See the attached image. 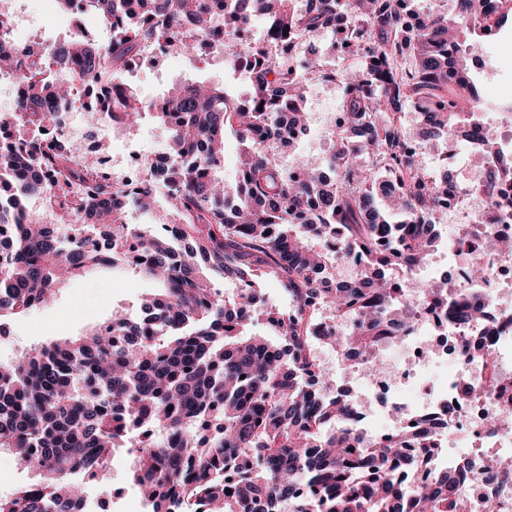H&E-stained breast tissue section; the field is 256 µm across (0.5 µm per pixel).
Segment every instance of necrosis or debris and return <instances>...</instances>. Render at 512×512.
<instances>
[{
    "instance_id": "obj_1",
    "label": "necrosis or debris",
    "mask_w": 512,
    "mask_h": 512,
    "mask_svg": "<svg viewBox=\"0 0 512 512\" xmlns=\"http://www.w3.org/2000/svg\"><path fill=\"white\" fill-rule=\"evenodd\" d=\"M110 121L100 113L75 125L67 105L59 112L57 137L80 142L88 162L110 182H143L149 168L166 163L163 151L150 156L136 149L101 152ZM438 196L435 212L447 221L444 239L408 274L426 280L436 269L450 268L449 294L479 305L483 318L460 324L452 308L414 301L409 335L382 343L376 374H368L364 358L352 362L365 383L353 397L357 425L369 448L403 430L433 427L444 455L426 457L414 442L410 457L429 459L437 471L455 468L458 456H465L460 495L467 512H484L490 498L498 512H512V254L486 248L495 238H512V208L485 224L481 218L492 196L444 184ZM489 455L496 461L492 472L482 466Z\"/></svg>"
}]
</instances>
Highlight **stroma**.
Returning <instances> with one entry per match:
<instances>
[{"label": "stroma", "instance_id": "1", "mask_svg": "<svg viewBox=\"0 0 512 512\" xmlns=\"http://www.w3.org/2000/svg\"><path fill=\"white\" fill-rule=\"evenodd\" d=\"M19 5L31 22L30 29L21 36L22 42L33 41L48 47L66 38L70 19L59 0H20ZM487 53L503 69L495 82H487L481 77L476 80L482 102L491 108L500 100L512 99V23L504 28L500 44L488 48ZM228 55L229 50L225 47L214 48L208 55L198 58L176 53L159 69L143 64L136 66L128 79L149 100L185 80L231 83L239 93H247V82L238 79L226 66ZM153 287V282L131 271L118 277L99 273L73 279L49 302L12 324L8 335L0 336V359L11 358L33 346L81 335L117 309L138 314L142 298ZM130 464L131 457L127 452L114 456L112 479L98 491L106 512H141L140 497L128 483Z\"/></svg>", "mask_w": 512, "mask_h": 512}]
</instances>
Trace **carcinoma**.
Masks as SVG:
<instances>
[{"mask_svg":"<svg viewBox=\"0 0 512 512\" xmlns=\"http://www.w3.org/2000/svg\"><path fill=\"white\" fill-rule=\"evenodd\" d=\"M85 8L111 31L104 44L80 33L52 49L28 44L18 53L0 41V71L16 70L17 114L0 129V224L18 233L0 247V335L6 325L46 303L63 283L91 269L132 268L161 284L135 320L119 312L77 337L22 351L0 362V450L20 454L35 481L0 496V512H80L85 483L105 485L120 449L133 456L129 481L150 512H462L460 472H435L415 489L395 481L404 438L361 447L350 403L326 398L306 382L311 327L318 310L343 322L345 338L323 336L340 350L367 356L383 336L411 321L386 319L405 294L447 300L448 286H424L387 275L427 258L435 225L437 183L424 168V148L443 146L464 130L479 99L470 75L474 45L489 27L512 21V0H460L435 11L415 31L403 26L399 0H59ZM262 17L283 43L336 30L346 19L361 70L345 71L343 126L331 129L332 153L313 167L295 162L298 179L277 158L283 111L307 122L304 78L270 45L256 47L253 92L243 102L219 85L177 84L160 103L147 102L123 75L141 50L166 41L193 57L200 40L241 20ZM413 67L404 69L407 60ZM94 97L89 115L108 112L130 129L133 111L153 114L168 134L167 166L130 190L86 169L80 147L59 145L53 98L76 104L75 69ZM420 110L421 150L405 142L399 112ZM235 130L246 162L235 185L219 179L224 129ZM485 189L512 182V155L485 134ZM400 192L375 205L384 178ZM177 225V237L130 224V210ZM74 224L83 242L56 231ZM112 241L99 248L102 226ZM340 230L345 258H359L356 277L324 287L316 273L329 261L316 231ZM238 282L231 300L206 272ZM280 280L293 315L266 325L277 342L247 326L269 316L256 279ZM232 493H226V490Z\"/></svg>","mask_w":512,"mask_h":512,"instance_id":"carcinoma-1","label":"carcinoma"}]
</instances>
